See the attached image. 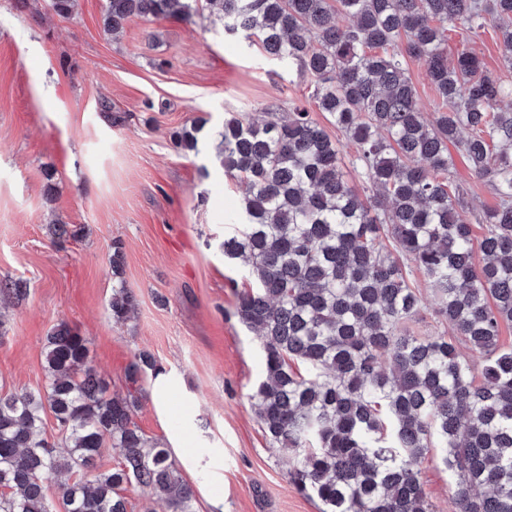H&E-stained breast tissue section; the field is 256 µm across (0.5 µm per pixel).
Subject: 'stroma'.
I'll return each mask as SVG.
<instances>
[{
	"label": "stroma",
	"mask_w": 512,
	"mask_h": 512,
	"mask_svg": "<svg viewBox=\"0 0 512 512\" xmlns=\"http://www.w3.org/2000/svg\"><path fill=\"white\" fill-rule=\"evenodd\" d=\"M28 3L0 0V280L24 289L0 300V389H44L46 337L67 323L111 391L136 392L134 420L174 449L196 512H321L290 483L292 452L270 443L252 409L264 353L235 314L250 280L221 248L246 185L210 156L231 112L300 106L331 138L340 131L316 111L307 78L217 18H135L112 37L107 0H76L67 18L49 0ZM199 120L197 151L176 148L174 134ZM449 161L474 213L493 208L489 182L457 150ZM58 218L77 239H54ZM116 242L136 301L124 323L109 310ZM142 353L160 373L133 385L126 369ZM420 473L436 512H454V477L437 452Z\"/></svg>",
	"instance_id": "stroma-1"
}]
</instances>
